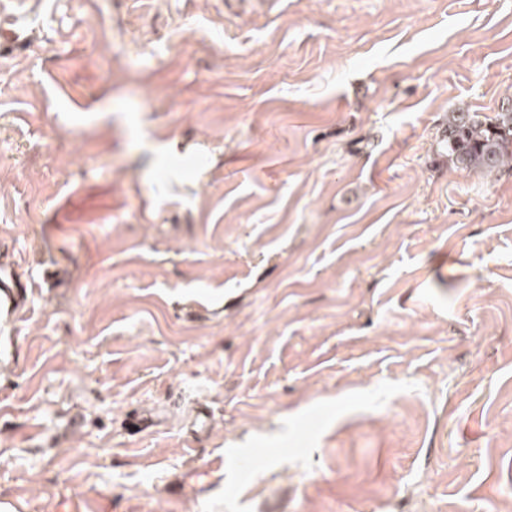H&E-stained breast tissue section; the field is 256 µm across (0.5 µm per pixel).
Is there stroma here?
I'll list each match as a JSON object with an SVG mask.
<instances>
[{"mask_svg":"<svg viewBox=\"0 0 512 512\" xmlns=\"http://www.w3.org/2000/svg\"><path fill=\"white\" fill-rule=\"evenodd\" d=\"M7 2L0 512L502 500L512 170L436 133L512 98V0ZM8 253L2 259V272L0 274V316L12 319L18 316L22 303L28 296L29 285L26 280L16 277L13 266L7 261Z\"/></svg>","mask_w":512,"mask_h":512,"instance_id":"1","label":"stroma"}]
</instances>
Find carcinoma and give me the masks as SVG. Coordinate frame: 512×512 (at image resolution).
<instances>
[{
  "label": "carcinoma",
  "mask_w": 512,
  "mask_h": 512,
  "mask_svg": "<svg viewBox=\"0 0 512 512\" xmlns=\"http://www.w3.org/2000/svg\"><path fill=\"white\" fill-rule=\"evenodd\" d=\"M439 148L463 171L493 173L512 168V99L502 102L492 116L464 109L448 113Z\"/></svg>",
  "instance_id": "obj_1"
}]
</instances>
